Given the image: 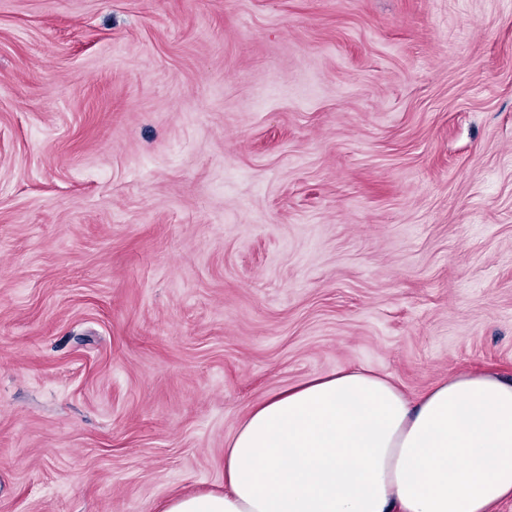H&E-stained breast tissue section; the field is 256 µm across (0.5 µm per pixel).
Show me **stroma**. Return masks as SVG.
Returning a JSON list of instances; mask_svg holds the SVG:
<instances>
[{"label": "stroma", "mask_w": 512, "mask_h": 512, "mask_svg": "<svg viewBox=\"0 0 512 512\" xmlns=\"http://www.w3.org/2000/svg\"><path fill=\"white\" fill-rule=\"evenodd\" d=\"M347 365L512 376V0H0V512L222 488Z\"/></svg>", "instance_id": "stroma-1"}]
</instances>
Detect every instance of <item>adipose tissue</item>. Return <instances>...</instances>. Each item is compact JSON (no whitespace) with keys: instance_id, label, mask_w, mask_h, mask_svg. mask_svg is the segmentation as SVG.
<instances>
[{"instance_id":"1","label":"adipose tissue","mask_w":512,"mask_h":512,"mask_svg":"<svg viewBox=\"0 0 512 512\" xmlns=\"http://www.w3.org/2000/svg\"><path fill=\"white\" fill-rule=\"evenodd\" d=\"M512 500V376L459 374L411 395L344 366L255 405L224 450L223 492L161 512H496Z\"/></svg>"}]
</instances>
